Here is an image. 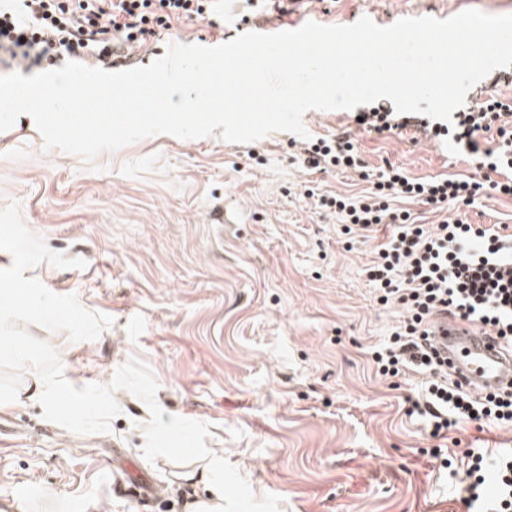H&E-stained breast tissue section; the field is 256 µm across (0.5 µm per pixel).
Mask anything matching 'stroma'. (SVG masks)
Instances as JSON below:
<instances>
[{"instance_id":"obj_1","label":"stroma","mask_w":512,"mask_h":512,"mask_svg":"<svg viewBox=\"0 0 512 512\" xmlns=\"http://www.w3.org/2000/svg\"><path fill=\"white\" fill-rule=\"evenodd\" d=\"M209 20L172 21L133 46L130 66L149 65L169 43L216 46L235 38L244 0H215ZM476 9L512 14V0H298L264 24L292 27L317 12L323 24L373 16L450 18ZM311 137L350 135L376 171L385 162L414 178L485 169L451 141L414 130L362 129L350 110H311ZM274 132L250 144L159 134L101 153L95 166L45 150L30 116L0 132V206L20 204L28 230L83 269L27 270L59 295L113 317L94 340L32 325L59 353L75 386L110 385L137 356L151 368L166 413L207 423L210 451L224 455V512H468L466 453L512 442V431L465 423L442 438L411 407L417 374L382 376L372 352L399 313L380 306L366 270L388 228L343 231L311 188L352 194L359 171L311 172ZM24 368L16 401L0 404V512H191L205 497L186 465L143 455L146 404L115 391L110 431L78 434L43 416ZM451 468H443V459ZM130 467L155 497L137 508L115 489Z\"/></svg>"}]
</instances>
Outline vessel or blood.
I'll list each match as a JSON object with an SVG mask.
<instances>
[{"mask_svg": "<svg viewBox=\"0 0 512 512\" xmlns=\"http://www.w3.org/2000/svg\"><path fill=\"white\" fill-rule=\"evenodd\" d=\"M430 327L433 349L465 389L486 395L512 386V350L502 339L445 313L434 315Z\"/></svg>", "mask_w": 512, "mask_h": 512, "instance_id": "obj_1", "label": "vessel or blood"}]
</instances>
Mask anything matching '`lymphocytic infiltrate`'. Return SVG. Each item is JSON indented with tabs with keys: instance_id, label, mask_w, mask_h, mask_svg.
Instances as JSON below:
<instances>
[{
	"instance_id": "obj_1",
	"label": "lymphocytic infiltrate",
	"mask_w": 512,
	"mask_h": 512,
	"mask_svg": "<svg viewBox=\"0 0 512 512\" xmlns=\"http://www.w3.org/2000/svg\"><path fill=\"white\" fill-rule=\"evenodd\" d=\"M22 11L0 8V51L26 68L40 66L50 54H90L108 63L116 43L147 41L168 29L172 20L205 19L210 0H22ZM496 132L494 146H482ZM446 133L490 171L485 181L471 177L414 179L401 166L385 163L366 171L350 135L302 142L307 169L359 171L369 187L359 195L321 196L343 223L373 231L391 226L387 242L378 245L368 278L381 305L395 307L400 320L384 350L374 360L383 374L413 371L428 376L425 402L413 409L425 416L433 436L474 419L512 430V389L474 397L449 383L447 370L430 351L427 321L445 312L477 322L512 342V232L501 225L472 224L447 217L439 224L418 223L397 200L434 206L472 205L482 196L512 197V99L492 94L455 112ZM467 506L492 501L493 512H512V448L489 455L467 454Z\"/></svg>"
}]
</instances>
